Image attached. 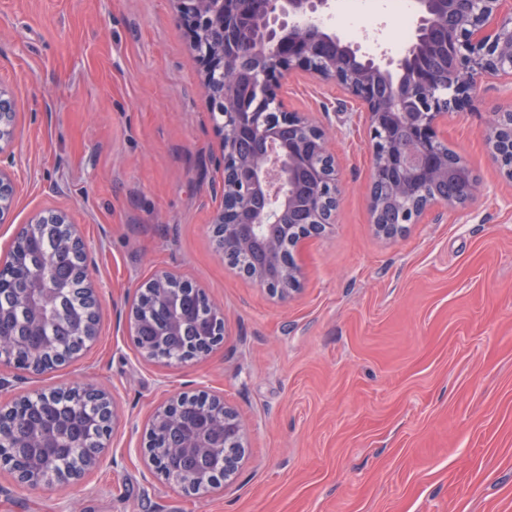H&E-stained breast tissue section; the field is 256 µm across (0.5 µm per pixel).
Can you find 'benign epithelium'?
<instances>
[{
    "label": "benign epithelium",
    "mask_w": 512,
    "mask_h": 512,
    "mask_svg": "<svg viewBox=\"0 0 512 512\" xmlns=\"http://www.w3.org/2000/svg\"><path fill=\"white\" fill-rule=\"evenodd\" d=\"M178 20L193 34V48L202 62L200 84L210 98L221 134L224 201L211 221L216 249L224 260L233 252L253 256L238 271L270 295L288 300L301 288L299 245L336 223L338 175L326 132L304 112H290L280 98L282 81L300 71L343 87L364 109L369 130L373 172L369 192L375 232L391 239L405 225L421 221L441 205L464 204L474 198L475 178L463 179L461 158L448 152L438 124L459 107L486 76L512 80V0H415L414 39L397 57L370 55L340 37L319 19L335 8V0H173ZM18 97L0 88V154L18 135ZM484 137L512 180V109L494 114ZM424 181L435 191L418 196ZM15 182L0 166V222L14 206ZM408 210L399 222L392 216L400 201ZM34 238L54 239L73 262L71 274L48 284L43 274L17 264L27 288L15 306L28 311L25 330L11 328L12 307L0 306V361L25 371L74 360L98 337L99 298L84 260V242L77 225L61 210L34 214L13 238L18 257ZM79 283L86 302L75 310L46 308L50 291ZM154 288L157 301L145 309L137 300L126 314L138 356L157 363L156 353L171 336H184L187 313L201 287L173 270H159L143 280L137 292ZM191 341L183 363L201 359L213 344ZM78 341L65 347L61 337ZM96 391L91 403L99 409L92 425L101 429L106 448L114 420V402L106 390L89 383L51 389L19 398L20 405L0 407V419L13 420L12 434H0V469L29 488L83 478L102 460L89 454L78 469L60 466L66 449L53 435L23 432L46 405L54 406L75 392ZM209 407L191 420L194 400ZM246 428L224 396L200 391L180 393L160 403L148 422L143 457L162 477L189 456L207 458L213 469L184 473L182 492L195 497L212 487L214 476L233 479L245 450Z\"/></svg>",
    "instance_id": "benign-epithelium-1"
}]
</instances>
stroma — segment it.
Instances as JSON below:
<instances>
[{"mask_svg": "<svg viewBox=\"0 0 512 512\" xmlns=\"http://www.w3.org/2000/svg\"><path fill=\"white\" fill-rule=\"evenodd\" d=\"M373 53L403 34L381 12ZM202 65L171 0H0V86L24 101L0 154L15 175L0 255L40 210H65L101 295L98 342L42 374L0 365V403L72 383L115 402L87 479L28 489L0 472V512H512V184L483 130L512 108V83L483 78L439 130L483 192L392 240L371 224L364 109L298 73L289 110L324 126L338 163L336 222L297 254L300 290L280 301L217 254L220 134ZM174 269L224 308V342L183 366L144 362L125 312L136 285ZM222 394L246 425L232 482L199 497L139 454L167 397Z\"/></svg>", "mask_w": 512, "mask_h": 512, "instance_id": "stroma-1", "label": "stroma"}]
</instances>
